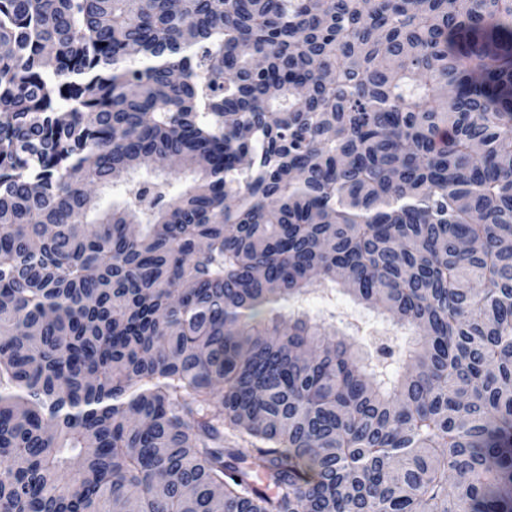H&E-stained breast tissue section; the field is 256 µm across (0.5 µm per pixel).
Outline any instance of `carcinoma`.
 <instances>
[{
    "instance_id": "obj_1",
    "label": "carcinoma",
    "mask_w": 512,
    "mask_h": 512,
    "mask_svg": "<svg viewBox=\"0 0 512 512\" xmlns=\"http://www.w3.org/2000/svg\"><path fill=\"white\" fill-rule=\"evenodd\" d=\"M131 506L512 512V0H0V512ZM333 295L328 297L322 293H317L309 296V301L304 304L305 308L310 311L311 315H322L323 312L327 314L334 312L336 315V327L342 328L344 324L354 322V319L360 324L358 332L349 329L350 332H356L358 337L362 338L370 346V342L374 339L381 337L385 328H390L388 322L382 316L377 315L371 309L364 306L357 305L351 299L333 290ZM342 320L343 324L339 321ZM353 328V326H352ZM354 329V328H353Z\"/></svg>"
}]
</instances>
